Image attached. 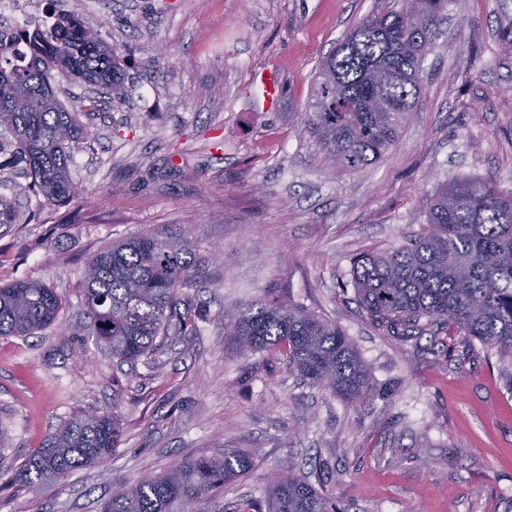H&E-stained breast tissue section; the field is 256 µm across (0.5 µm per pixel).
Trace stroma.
Here are the masks:
<instances>
[{
    "mask_svg": "<svg viewBox=\"0 0 512 512\" xmlns=\"http://www.w3.org/2000/svg\"><path fill=\"white\" fill-rule=\"evenodd\" d=\"M115 48L120 93L60 76L58 98L88 129L71 143L77 200L28 192L0 141V285L39 280L62 302L35 335L0 337V466L23 464L64 421L118 415L101 464L38 489L0 487V512H102L114 482L199 456L250 451L256 467L193 512H238L293 467L345 512H512V395L503 365L445 326L395 336L351 286L352 259L427 225L424 202L460 179L512 193V0H448L422 64L421 94L398 139L358 172L332 171L304 110L317 68L367 15L398 0H67ZM275 74L263 102L255 82ZM157 226L220 249L182 298L194 335L151 362L95 342L82 303L89 253ZM261 298L336 323L369 370L348 404L281 357L239 351L224 314Z\"/></svg>",
    "mask_w": 512,
    "mask_h": 512,
    "instance_id": "1",
    "label": "stroma"
}]
</instances>
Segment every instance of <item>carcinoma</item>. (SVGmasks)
Here are the masks:
<instances>
[{"instance_id":"obj_1","label":"carcinoma","mask_w":512,"mask_h":512,"mask_svg":"<svg viewBox=\"0 0 512 512\" xmlns=\"http://www.w3.org/2000/svg\"><path fill=\"white\" fill-rule=\"evenodd\" d=\"M448 0H401L367 15L320 65L306 111L312 133L335 169L358 171L395 143L421 92V64ZM20 65L3 63L0 33V128L17 147L30 188L47 201L77 199L70 142L86 136L62 105L57 71L91 86L116 89L122 68L111 46L79 16H58L52 33L23 35ZM427 229L399 247L352 260L359 304L395 336L443 323L478 340L487 354L512 361V194L492 180L452 181L426 201ZM200 263L187 237L154 228L96 251L83 270V304L97 341L112 357L149 360L170 331L194 330L195 314L180 293ZM61 301L43 283L0 286V336L26 337L51 327ZM225 335L253 354L281 355L288 366L347 403L368 387V370L344 332L314 312L274 299L224 314ZM115 416L82 413L49 435L9 481L45 484L102 462L118 447ZM255 468L245 450L200 457L134 483L119 482L104 512H192L224 483ZM243 512H343L306 476L269 482Z\"/></svg>"}]
</instances>
